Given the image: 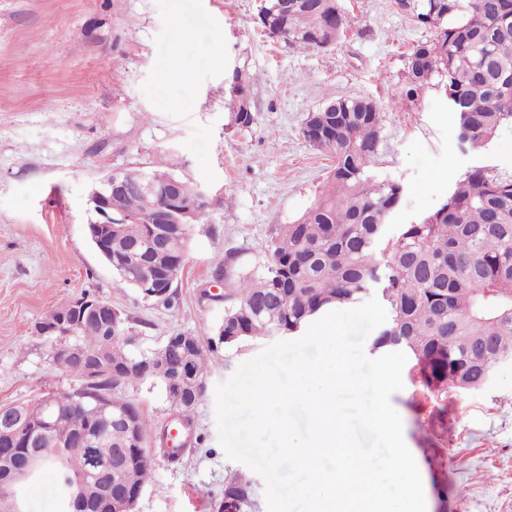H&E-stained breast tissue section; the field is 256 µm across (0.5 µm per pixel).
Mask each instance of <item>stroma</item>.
I'll return each mask as SVG.
<instances>
[{
	"instance_id": "obj_1",
	"label": "stroma",
	"mask_w": 512,
	"mask_h": 512,
	"mask_svg": "<svg viewBox=\"0 0 512 512\" xmlns=\"http://www.w3.org/2000/svg\"><path fill=\"white\" fill-rule=\"evenodd\" d=\"M353 24L324 50L295 49L255 24L258 0H0V405L29 403L77 387L48 357L34 325L65 300L89 292L128 317L136 347L183 332L214 337L223 303L201 297L212 273L261 265L282 225L321 195L331 159L302 136L308 112L341 96L375 100L383 112L377 175L399 181L389 231L419 221L455 180L485 167L512 179V125L485 151L461 149L455 117L438 91L401 98L407 57L430 29L393 0H341ZM191 36L196 55L175 60ZM222 39L224 58L208 48ZM114 60L104 70V60ZM253 77L256 124L231 122L234 70ZM152 165L205 188L204 223L192 225L174 304L119 287L92 246L91 184L119 169ZM274 337L218 346L208 354L207 391L194 419L198 443L170 460L151 458L152 478L134 512H224L234 477L249 485L241 512H267L261 476L231 460L218 441L215 388ZM391 404L419 468L427 512H512V365L488 386L445 403L403 371ZM151 429L173 410L159 381L126 391Z\"/></svg>"
}]
</instances>
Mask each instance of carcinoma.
<instances>
[{
  "label": "carcinoma",
  "instance_id": "cac0c4a2",
  "mask_svg": "<svg viewBox=\"0 0 512 512\" xmlns=\"http://www.w3.org/2000/svg\"><path fill=\"white\" fill-rule=\"evenodd\" d=\"M414 24L433 37L408 55L401 95L414 101L432 81L447 95L456 117L458 141L472 150L488 146L498 131L512 124V0H394ZM258 23L269 38L301 49H328L346 35L352 19L339 0H288V8ZM250 77L233 75L234 124L249 130L255 122L248 94ZM382 112L364 97H339L307 114L302 128L310 146L333 159L327 188L295 221L281 227L265 263L224 282V320L209 343L233 345L246 339L296 333L317 315L347 307L377 292L389 310L373 347L402 350L414 361L419 385L444 401L448 391L484 385L487 368L512 354V180L476 167L458 179L447 200L417 223L402 224L390 235L387 226L403 197L397 181L372 172L377 156ZM130 190L117 210L127 220L112 227V269L120 284L144 292L134 273L181 271L189 236L175 224H134L156 198L139 190H162L180 178L157 169L122 171ZM115 335L105 343L96 320L79 330L76 340L91 354L83 369L66 373L80 384L53 394L56 431L98 429L97 451L106 460L112 449L128 445V429L105 426L87 407L74 404L81 391L93 403L128 409L142 434L148 421L122 391L145 379L140 363L153 351L132 350L129 320L112 312ZM189 352L192 364L206 372V348L196 336L182 335L177 355ZM174 411L194 425L195 406L156 372ZM62 453L66 470L82 474L90 448L72 440ZM149 448L131 449L122 480L141 490L150 478ZM248 486L231 481L224 489V512H240Z\"/></svg>",
  "mask_w": 512,
  "mask_h": 512
}]
</instances>
